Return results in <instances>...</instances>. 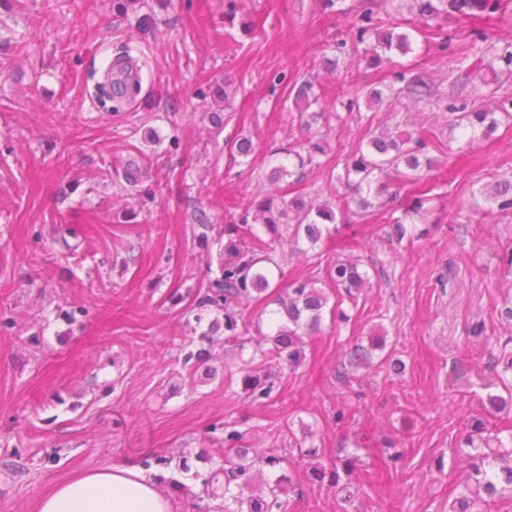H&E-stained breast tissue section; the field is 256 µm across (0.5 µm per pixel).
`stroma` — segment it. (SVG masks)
<instances>
[{"instance_id": "stroma-1", "label": "stroma", "mask_w": 512, "mask_h": 512, "mask_svg": "<svg viewBox=\"0 0 512 512\" xmlns=\"http://www.w3.org/2000/svg\"><path fill=\"white\" fill-rule=\"evenodd\" d=\"M358 0H0V512H36L54 483L135 464L159 476L172 512H200L202 481L224 457V428L260 453L289 458L296 489L287 512H448L462 463L457 438L497 392L502 344L512 337V214L485 189L512 178V120L465 143L439 112L362 109L331 121L321 168L308 176L329 200L336 229L317 248L331 260L355 243L372 278L346 319L325 316L296 371L275 374L271 398L244 392L252 346L224 343V314L198 307L220 279L224 226L264 186L288 147L304 142L293 86L308 75L327 106L399 71L469 51L474 30L512 42V0L491 20L435 30L396 14L412 50L386 69H325L321 47L348 37ZM126 47L139 93L102 110L90 91ZM404 120L435 126L439 147L417 188L392 182L385 206L358 217L345 187L330 188L360 143ZM251 137L254 154L231 163L226 143ZM136 161L133 183L124 168ZM430 194L413 234L388 239L392 216ZM384 340L354 387L336 372L355 346ZM210 344V375L187 360ZM401 362L402 372L390 369ZM322 448L323 463L351 458L338 487L309 484L308 459L290 437ZM401 444L385 465L383 443ZM167 466H159L157 458ZM187 459L191 470L177 465Z\"/></svg>"}]
</instances>
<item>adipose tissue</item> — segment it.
<instances>
[{
	"instance_id": "obj_1",
	"label": "adipose tissue",
	"mask_w": 512,
	"mask_h": 512,
	"mask_svg": "<svg viewBox=\"0 0 512 512\" xmlns=\"http://www.w3.org/2000/svg\"><path fill=\"white\" fill-rule=\"evenodd\" d=\"M36 512H172V504L139 467L115 465L57 483Z\"/></svg>"
}]
</instances>
